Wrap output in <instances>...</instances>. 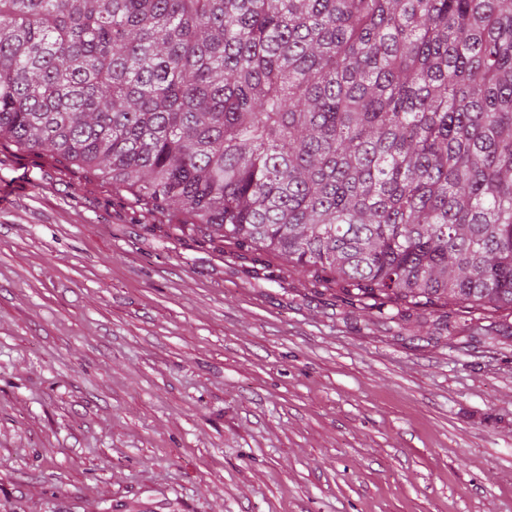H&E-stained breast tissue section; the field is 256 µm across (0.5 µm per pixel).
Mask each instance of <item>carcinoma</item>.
<instances>
[{"label":"carcinoma","mask_w":512,"mask_h":512,"mask_svg":"<svg viewBox=\"0 0 512 512\" xmlns=\"http://www.w3.org/2000/svg\"><path fill=\"white\" fill-rule=\"evenodd\" d=\"M366 323L512 310V0H0V141Z\"/></svg>","instance_id":"obj_1"}]
</instances>
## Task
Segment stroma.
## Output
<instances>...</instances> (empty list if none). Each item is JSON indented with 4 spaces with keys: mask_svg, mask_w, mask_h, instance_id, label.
Returning a JSON list of instances; mask_svg holds the SVG:
<instances>
[{
    "mask_svg": "<svg viewBox=\"0 0 512 512\" xmlns=\"http://www.w3.org/2000/svg\"><path fill=\"white\" fill-rule=\"evenodd\" d=\"M492 320V345L365 324L1 143L0 512H512Z\"/></svg>",
    "mask_w": 512,
    "mask_h": 512,
    "instance_id": "obj_1",
    "label": "stroma"
}]
</instances>
